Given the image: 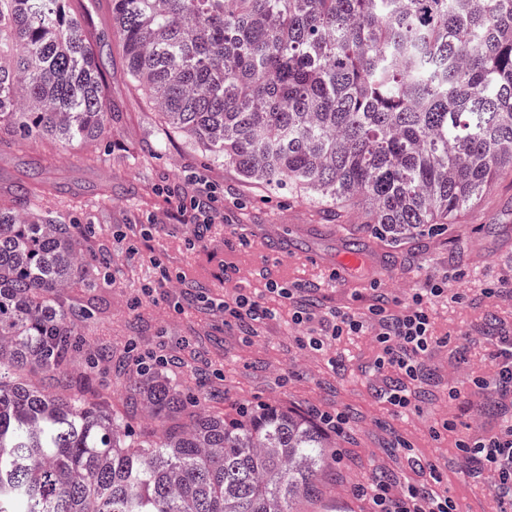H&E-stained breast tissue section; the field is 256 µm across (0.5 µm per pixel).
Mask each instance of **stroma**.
I'll return each mask as SVG.
<instances>
[{
	"instance_id": "35a3bbf8",
	"label": "stroma",
	"mask_w": 512,
	"mask_h": 512,
	"mask_svg": "<svg viewBox=\"0 0 512 512\" xmlns=\"http://www.w3.org/2000/svg\"><path fill=\"white\" fill-rule=\"evenodd\" d=\"M75 10L105 63L112 132L67 148L48 136L0 149V203L16 177L34 174L46 187L39 209L79 218L106 244L112 282L88 289L94 315L80 323L83 337L206 395L207 410L228 419L256 402L344 413L349 428L336 438L343 460L319 474L303 512H370L356 488L372 476L449 495L461 512H498L487 472L459 444L502 419L499 395L480 392L474 381L490 373L496 340L512 329V170L500 172L447 234L393 246L365 232L359 212L328 220L321 204L294 187L265 191L232 167L208 164L185 138L164 134L158 112L126 74L112 0H77ZM201 180L215 189L220 212L200 235L176 213ZM282 234L288 252L277 257ZM348 250L368 252L370 260L344 281L335 276L336 259ZM429 279L448 291L431 304L438 343L426 358L421 411L408 415L379 397L406 380L374 373L371 335L312 350L296 341L287 305L268 290L272 282L297 289L321 313L362 309L382 293L402 303ZM241 293L272 312L252 339L217 309ZM452 386L461 397H449Z\"/></svg>"
}]
</instances>
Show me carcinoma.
I'll return each instance as SVG.
<instances>
[{"label": "carcinoma", "instance_id": "1", "mask_svg": "<svg viewBox=\"0 0 512 512\" xmlns=\"http://www.w3.org/2000/svg\"><path fill=\"white\" fill-rule=\"evenodd\" d=\"M112 25L171 133L393 244L443 234L512 168V0H112ZM104 82L71 0H0V147L103 135ZM32 195L0 206V512H299L333 436L263 403L226 421L81 340L91 306L68 293L108 258ZM99 359L126 377L122 410L90 388Z\"/></svg>", "mask_w": 512, "mask_h": 512}]
</instances>
